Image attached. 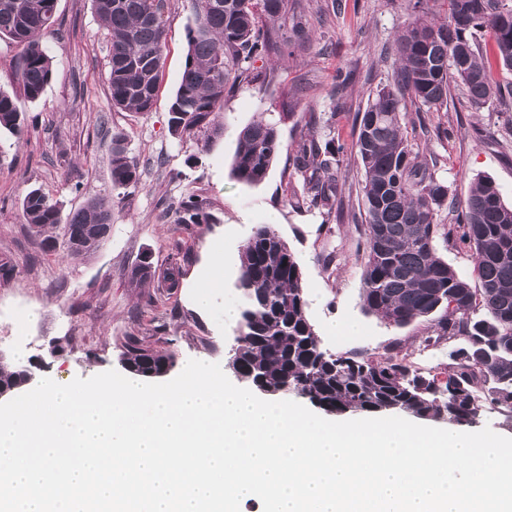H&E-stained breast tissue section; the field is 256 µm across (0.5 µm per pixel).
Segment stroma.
I'll return each instance as SVG.
<instances>
[{
  "label": "stroma",
  "mask_w": 512,
  "mask_h": 512,
  "mask_svg": "<svg viewBox=\"0 0 512 512\" xmlns=\"http://www.w3.org/2000/svg\"><path fill=\"white\" fill-rule=\"evenodd\" d=\"M302 18L316 37L305 51L255 60L262 81L241 82L214 121L223 128L206 144L179 139L169 129V108L187 55L193 15L185 0H171L162 80L150 111L114 109L108 95L106 31L91 0H57V22L40 40L54 70L41 97L22 103L24 139L0 131V263L13 265L0 279V356L42 357L44 374L66 384L119 369L129 337L172 353L174 372L185 359L226 364L237 328L225 324L224 308L240 306L237 288L242 245L255 227L277 214L276 231L287 241L303 273L307 313L321 347L337 356L381 359L397 355L439 374L451 344L424 346L430 330L419 320L398 328L366 313L361 305L363 241L352 224L324 226L318 209L294 208L287 197L302 192L292 166V146L313 134L310 112L336 115L335 135L345 146L350 175L342 187L345 211L362 212L363 173L356 159L353 115L365 108L377 85L391 82L393 44L410 12L409 0H303ZM353 72L337 89L339 74ZM293 117L280 121L279 115ZM405 133L421 156L436 159L437 173L463 203L471 182L491 178L512 204V106L493 101L472 109L462 84H452L446 107L422 111L407 104ZM279 121L287 151L266 179L246 186L230 173L239 131L258 119ZM123 134L142 171L140 183L113 188V134ZM33 188L57 200L62 211L94 196L112 202L109 238L90 257L72 259L64 248L42 253L25 229L21 201ZM193 192L210 202L212 223L180 226L170 206ZM336 250L335 272L323 254ZM222 252V286L207 308L197 294L214 275L209 263ZM155 268V282L132 289L130 269L140 260ZM181 268L176 288L161 286L172 265ZM352 325L349 335L334 332Z\"/></svg>",
  "instance_id": "stroma-1"
}]
</instances>
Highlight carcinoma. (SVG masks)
I'll return each instance as SVG.
<instances>
[{
    "instance_id": "cac0c4a2",
    "label": "carcinoma",
    "mask_w": 512,
    "mask_h": 512,
    "mask_svg": "<svg viewBox=\"0 0 512 512\" xmlns=\"http://www.w3.org/2000/svg\"><path fill=\"white\" fill-rule=\"evenodd\" d=\"M170 0H91L107 30L108 85L112 107L148 112L159 91ZM301 0H187L194 16L188 31V52L179 86L170 105L169 125L178 137L221 136L212 116L250 63L262 55L302 49L313 32L298 21L291 35L259 24V18L287 23L300 17ZM432 0H415L413 18L395 39L397 70L393 81L376 87L367 105L353 117L356 156L364 174L365 259L361 273L363 308L386 323L405 327L431 321L426 344L464 337L448 363V381L438 398L435 376H424L389 356L375 361L363 356H325L307 314L300 266L286 241L268 224L257 226L240 253L239 288L247 295L240 320L250 319L236 351L240 372L268 385L289 378L300 397L326 415L407 414L437 417L451 425L476 423L475 393L492 381L493 405L512 410V205L506 204L487 177L469 188L461 220L440 223L449 187L416 152L403 131L405 95L427 109L448 103L451 83H462L471 107L480 109L494 98L512 97V85L490 79L492 61L512 70V5L503 0H448L449 19L435 18ZM57 0H0V36L24 46L17 66L24 98L41 97L51 79L53 58L37 35L54 23ZM489 36L492 53L476 43ZM467 49L463 65L456 49ZM279 120H259L242 128L231 163L232 177L245 185L262 183L284 144ZM0 128L24 134L17 97L0 91ZM344 146L336 137L305 139L297 146L294 168L301 174L309 205L321 210L322 223L345 221L338 181ZM112 187L140 180L138 164L124 138L112 135ZM179 224L211 221L209 201L197 194L182 197L175 207ZM28 231L44 250L63 244L82 259L108 238L112 202L102 196L62 214L58 202L40 189L22 200ZM469 247L475 255L479 288L460 276L436 253L438 236ZM154 279L151 262L141 261L127 287L144 288ZM121 362L126 372L160 378L174 357L131 337ZM30 380L22 367L0 357V391L13 395Z\"/></svg>"
}]
</instances>
